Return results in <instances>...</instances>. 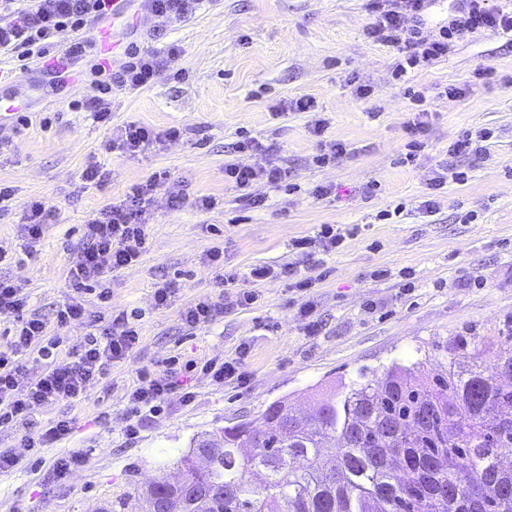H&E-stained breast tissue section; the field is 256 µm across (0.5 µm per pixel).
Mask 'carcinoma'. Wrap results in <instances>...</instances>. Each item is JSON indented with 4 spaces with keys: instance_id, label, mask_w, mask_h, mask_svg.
Segmentation results:
<instances>
[{
    "instance_id": "carcinoma-1",
    "label": "carcinoma",
    "mask_w": 512,
    "mask_h": 512,
    "mask_svg": "<svg viewBox=\"0 0 512 512\" xmlns=\"http://www.w3.org/2000/svg\"><path fill=\"white\" fill-rule=\"evenodd\" d=\"M454 363L430 376L420 363L393 364L353 383L302 424L284 401L259 425L224 428L213 464L194 466V443L181 466L188 488L174 497L157 482L147 512H512V350L492 336L484 361L469 364L467 343ZM261 471L255 484L249 474Z\"/></svg>"
}]
</instances>
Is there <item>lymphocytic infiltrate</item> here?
Segmentation results:
<instances>
[{"instance_id":"obj_1","label":"lymphocytic infiltrate","mask_w":512,"mask_h":512,"mask_svg":"<svg viewBox=\"0 0 512 512\" xmlns=\"http://www.w3.org/2000/svg\"><path fill=\"white\" fill-rule=\"evenodd\" d=\"M431 0H367L370 21L366 35L398 53L392 76L402 80L408 71L423 68L443 56L464 38L487 30L512 34V10L491 8L488 0H454V17L438 31H428L423 18ZM112 13V0H24L0 18V55L17 51L46 57L49 46L60 45L69 65L78 64L93 49L81 32L89 24ZM181 55L178 45H169L165 53L130 49L122 67L110 73L100 94L81 101V108L91 112L94 121L111 124L109 93L135 90L148 86L163 70L169 69ZM313 99H283L273 106L274 114L288 111L309 112V126L317 137L321 153L319 162L340 157L347 152L345 143L324 139L327 122L315 116ZM184 136L183 129L171 127L156 131L129 122L113 126L109 149L130 154L144 152ZM237 151L253 156L250 164L228 162L224 165V181L238 193L239 202L257 207L264 199L254 194L257 182L278 188L287 183L288 168L275 162L272 146L258 138L237 142ZM167 177L159 173L147 181L130 186L124 199L104 206L99 217L84 225L82 246L67 272L71 299L57 307L53 319L38 313H26L27 297L13 279L0 276V314L15 316L12 337L0 347V424L14 420L25 423L42 408L58 402L83 397L90 383L105 378L115 362L126 359L141 340L136 314L112 313L109 321L85 334L83 340L67 355H59L58 329L82 321L85 308L82 296L95 292L102 304H109L111 292L106 285L109 272L137 262L149 248L147 214L159 186ZM37 354L44 365L27 383H20L21 358ZM179 395L182 403H191L194 394L174 373L157 377L141 374L128 394V434L136 436L144 418L158 413L169 395Z\"/></svg>"}]
</instances>
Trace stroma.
<instances>
[{
	"label": "stroma",
	"mask_w": 512,
	"mask_h": 512,
	"mask_svg": "<svg viewBox=\"0 0 512 512\" xmlns=\"http://www.w3.org/2000/svg\"><path fill=\"white\" fill-rule=\"evenodd\" d=\"M141 0H129L111 35L122 47L110 60L120 68L123 50L162 52L177 44L184 79L161 72L146 88L112 96V122L93 121L72 103L93 95L94 56L80 64L75 83L55 90L43 61L0 56V105L18 107L30 123L0 121V184L11 188L15 209L0 214V250L18 256L22 239L18 206L33 198L57 210L37 251L22 265H0V275L19 279L29 310L48 315L71 293L67 270L80 231L105 205L153 174L182 185L184 207L170 209L164 192L150 208V246L137 263L112 271L111 306L96 295L83 297L84 321L62 329L64 348L78 345L91 321L112 310L142 312L141 342L84 396L41 409L47 422L64 414L74 428L51 447L28 450L22 424L0 426V450H10L21 467L0 473V512H142V492L155 481L181 477L179 460L194 440L220 433L244 420H259L269 405L287 401L300 414L317 402L339 398L362 373L382 372L392 363L423 362L441 370L452 360L449 338L467 337L478 353L487 336L512 349V36L488 32L460 40L448 56L393 82L392 48L364 34L366 0H207L187 21L152 18L150 32H135L127 18ZM491 68L487 79L478 67ZM370 85L369 98H356L349 78ZM468 85L465 97H443L448 85ZM423 91L429 111L426 146L415 165H403L402 129L411 105L406 88ZM308 97L327 119L324 137L348 151L317 166L310 114L272 117L280 99ZM138 122L162 131L183 127L184 139L129 155L105 150L115 126ZM486 129L493 138L481 158L458 159L468 174L437 194L431 171L448 165V145L464 131ZM273 146L291 172V189L265 190L263 207L240 203L224 182V164L251 163L234 153L241 134ZM94 161L108 172L105 182L84 181ZM335 186L317 199L315 185ZM210 195L211 210L192 205ZM437 201L433 214L418 205ZM405 203L394 223L381 211ZM337 224L347 237L313 270V288L288 290L285 280L252 281L257 265L304 268L294 239ZM220 247L223 268L204 261ZM387 278H375L376 270ZM235 274L225 282L224 273ZM176 279L165 307H155L156 283ZM249 290L256 304L240 309L235 293ZM225 300L223 318L186 328L181 313L197 299ZM317 320L307 334V319ZM205 361L242 357L247 383L217 385L195 374L188 381L195 398L183 405L171 395L159 415L146 418L137 437L125 432L128 392L140 371L162 373L170 357ZM70 454L88 463L66 479L54 463Z\"/></svg>",
	"instance_id": "stroma-1"
}]
</instances>
